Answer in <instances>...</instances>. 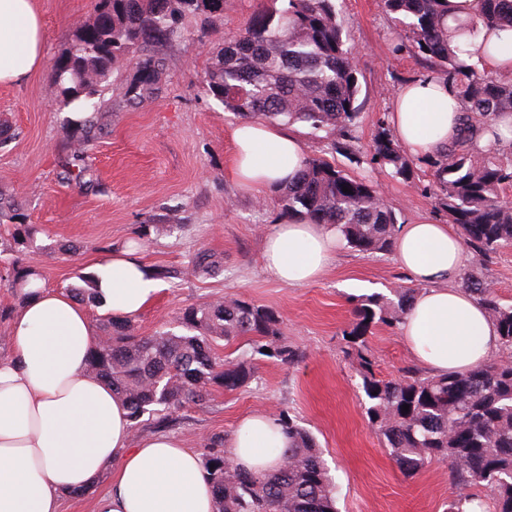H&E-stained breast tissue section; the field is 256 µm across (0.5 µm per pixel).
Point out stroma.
Here are the masks:
<instances>
[{
	"label": "stroma",
	"mask_w": 512,
	"mask_h": 512,
	"mask_svg": "<svg viewBox=\"0 0 512 512\" xmlns=\"http://www.w3.org/2000/svg\"><path fill=\"white\" fill-rule=\"evenodd\" d=\"M95 3L34 0L46 35L44 57L26 80L0 85V123L6 127L0 190L39 229L25 247L7 252L0 271L16 261L39 271L44 287L59 290L78 283L107 254L135 243L147 265L170 272L134 317L139 334H152L184 308L217 298L275 310L283 337L303 351L302 362L288 367L254 360L255 374L245 387L215 389L206 405L174 414L164 434L198 452L211 436L232 438L244 415L283 410L316 436L335 479L339 512H443L444 502L461 491L449 463L433 462L412 478L399 471L362 413L359 378L342 353L352 299L406 285L394 256L343 246L316 282L284 285L266 272L262 259L266 232L283 219L276 194L255 195L225 176L238 120L204 93L200 77L260 0H229L220 22L192 20L191 35L168 50L163 85L152 98L127 105L129 71L115 73L100 96L105 129L84 156L83 178L75 181L65 176L63 164L79 130L57 102L50 69L76 29L94 20ZM338 9L364 106L357 129L360 160L340 155L337 164L371 176L398 223H447L430 190V168L404 183L373 164L369 151L395 94L420 75L421 65L398 49L379 0H339ZM65 244L78 245L79 254L64 255ZM201 255L220 262L216 275L194 273L192 263ZM370 344L381 376H399L412 363L398 329L377 330Z\"/></svg>",
	"instance_id": "obj_1"
}]
</instances>
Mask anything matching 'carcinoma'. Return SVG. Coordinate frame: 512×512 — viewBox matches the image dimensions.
I'll list each match as a JSON object with an SVG mask.
<instances>
[{
	"label": "carcinoma",
	"instance_id": "carcinoma-1",
	"mask_svg": "<svg viewBox=\"0 0 512 512\" xmlns=\"http://www.w3.org/2000/svg\"><path fill=\"white\" fill-rule=\"evenodd\" d=\"M338 0H262L240 32L224 42L201 76L206 94L224 111L242 119L301 124L311 133L335 130L330 154L354 155L362 103L352 50L338 19ZM396 33L422 64L442 78L464 104L460 136L434 156L415 157L391 130L379 126L371 161L404 182L418 164L434 169L431 188L480 264L512 246V204L501 192L512 186V159L504 158L496 121L512 113V82L469 63L465 46L482 28H512V0H477L469 19L449 18L448 0H380ZM226 0H97L96 18L78 28L67 50L54 59L52 78L60 102L96 108L102 83L120 67L135 64L125 95L141 103L158 92L164 60L173 42L190 33L198 16L224 21ZM83 135L72 159L82 160L95 139L94 119L79 120ZM493 144L475 145L483 133ZM348 187L347 193L342 187ZM283 214L329 224L344 245L363 253H389L397 218L367 176H354L323 155L307 156L291 184L278 191ZM14 227L15 245L36 233L13 197L0 191V220ZM7 281L20 301L41 279L32 268L11 264ZM65 291L98 306L94 278ZM462 285L481 303L498 329L502 355L463 372L425 375L408 368L394 378L376 372L369 344L374 330L397 327L419 289L401 286L390 295L354 300L343 353L361 378L364 413L400 472L416 476L434 461H447L453 480L493 491L490 512H512V304H505L482 277L468 274ZM245 338L252 353L294 366L303 352L286 342L279 316L243 300L206 301L190 306L173 326L143 336L129 319L107 316L87 359V371L112 384L127 405L131 427L149 415L162 427L186 406H202L216 387L235 390L251 377L247 360H222L215 346ZM269 352H263V349ZM409 405V411L402 410ZM288 439L283 461L268 473H252L230 463L231 449L216 436L204 444L201 461L209 474L215 512H337L336 487L316 437L289 413L277 418Z\"/></svg>",
	"mask_w": 512,
	"mask_h": 512
}]
</instances>
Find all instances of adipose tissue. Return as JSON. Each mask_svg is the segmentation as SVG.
<instances>
[{
	"mask_svg": "<svg viewBox=\"0 0 512 512\" xmlns=\"http://www.w3.org/2000/svg\"><path fill=\"white\" fill-rule=\"evenodd\" d=\"M512 30L481 31L468 46L487 72L512 79L504 54ZM44 30L34 0H0V84L22 82L39 65ZM462 102L447 84L424 76L394 98L390 124L412 154L435 153L458 135ZM227 178L255 193L278 191L304 159L300 140L277 125L244 120L232 133ZM336 231L293 216L267 235L266 271L288 286L317 280L332 263ZM395 258L419 291L401 323L411 357L435 374L463 371L498 356L497 328L483 306L456 287L468 254L449 224L422 219L400 225ZM97 289L113 317L137 315L159 290L135 249L96 265ZM11 351L0 357V512H61L65 496L110 475L94 512H213L209 475L170 435L133 440L127 409L86 360L97 336L86 307L70 294L39 288L9 327ZM287 441L272 418H243L231 440L235 465L278 466Z\"/></svg>",
	"mask_w": 512,
	"mask_h": 512,
	"instance_id": "ef3b65f1",
	"label": "adipose tissue"
}]
</instances>
